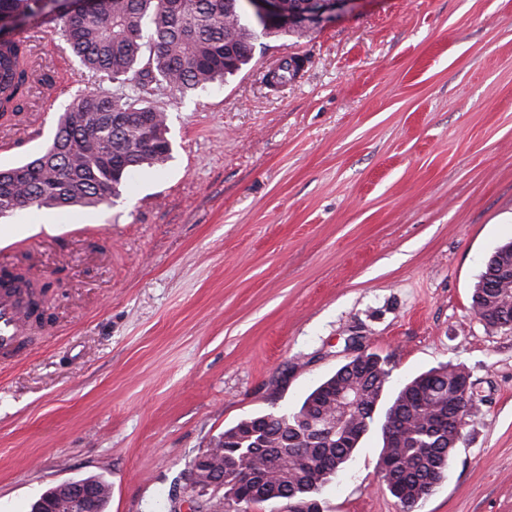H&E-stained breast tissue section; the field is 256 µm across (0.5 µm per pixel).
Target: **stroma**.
<instances>
[{
    "instance_id": "stroma-1",
    "label": "stroma",
    "mask_w": 512,
    "mask_h": 512,
    "mask_svg": "<svg viewBox=\"0 0 512 512\" xmlns=\"http://www.w3.org/2000/svg\"><path fill=\"white\" fill-rule=\"evenodd\" d=\"M21 26L35 85L0 122L4 167L44 149L81 88L57 35ZM295 80L270 84L293 52ZM172 157L96 208L9 216L13 261L50 283L47 331L0 365V512L102 478L105 512H178L182 473L255 413L296 407L357 353L392 386L463 365L476 398L416 512H512V331L471 308L512 241V0H358L233 77L163 88ZM372 424L322 492L326 512H402Z\"/></svg>"
}]
</instances>
